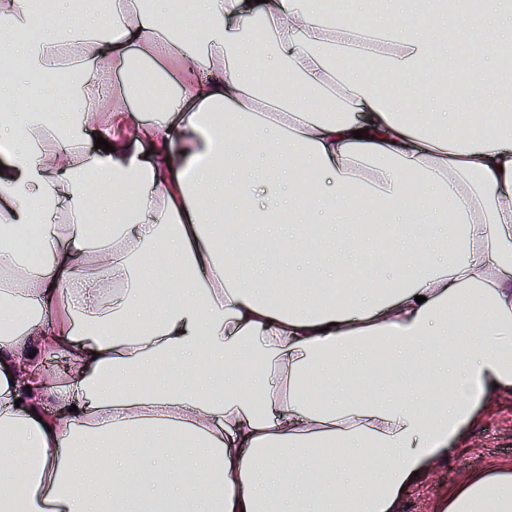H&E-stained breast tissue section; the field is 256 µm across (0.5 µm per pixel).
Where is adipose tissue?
<instances>
[{
    "mask_svg": "<svg viewBox=\"0 0 512 512\" xmlns=\"http://www.w3.org/2000/svg\"><path fill=\"white\" fill-rule=\"evenodd\" d=\"M103 9L110 35L58 18L29 45L42 0H0L22 69L81 74L63 111L0 115V512H398L512 389V120L484 137L383 88L447 64L448 0L384 41L358 0ZM257 18L292 96L256 76ZM135 67L164 78L163 107L113 86ZM97 178L112 213L92 231ZM380 210L402 218L393 269L365 256ZM31 230L36 260L16 241ZM332 234L357 283L330 300ZM270 245L313 277L256 262ZM440 512H512V472L471 477Z\"/></svg>",
    "mask_w": 512,
    "mask_h": 512,
    "instance_id": "1",
    "label": "adipose tissue"
}]
</instances>
